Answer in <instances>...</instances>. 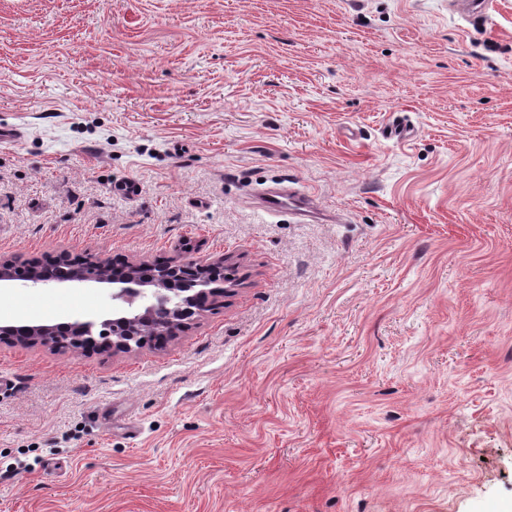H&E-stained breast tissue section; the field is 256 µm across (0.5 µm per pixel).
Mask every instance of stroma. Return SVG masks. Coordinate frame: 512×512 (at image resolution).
<instances>
[{
  "instance_id": "stroma-1",
  "label": "stroma",
  "mask_w": 512,
  "mask_h": 512,
  "mask_svg": "<svg viewBox=\"0 0 512 512\" xmlns=\"http://www.w3.org/2000/svg\"><path fill=\"white\" fill-rule=\"evenodd\" d=\"M1 126L0 256L230 280L131 353L0 342V512H512V0H0ZM273 190L264 189L258 197L261 208L274 215H287L300 221L326 215L318 198L310 193L301 192L294 187L278 184Z\"/></svg>"
}]
</instances>
